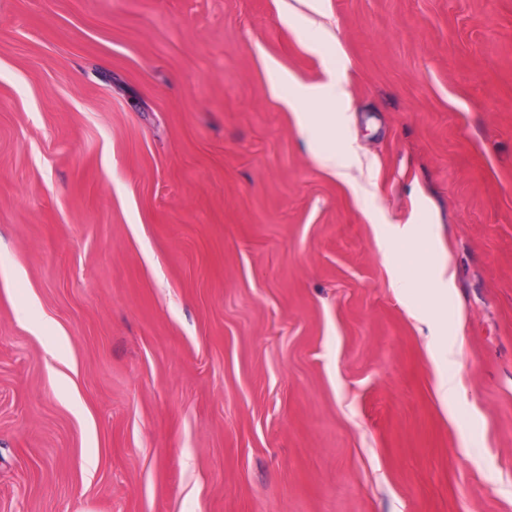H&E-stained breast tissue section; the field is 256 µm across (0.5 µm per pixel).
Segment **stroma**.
I'll return each instance as SVG.
<instances>
[{"label":"stroma","mask_w":512,"mask_h":512,"mask_svg":"<svg viewBox=\"0 0 512 512\" xmlns=\"http://www.w3.org/2000/svg\"><path fill=\"white\" fill-rule=\"evenodd\" d=\"M0 512H512V0H0ZM344 91L341 87H336V84H332L324 92L313 91V92H302L298 87L296 95L288 100V106L293 110H299L303 102H309L315 107H319L325 104L329 99L335 100L336 98L342 99ZM321 164L335 176H344L354 161L355 155L352 147L348 144H342L334 147L332 150L320 154ZM391 258L397 268L405 266L418 268L420 280L417 290L420 300L423 306L431 307L437 294L447 285L446 271L443 268L440 270L431 268L422 237H398L392 245Z\"/></svg>","instance_id":"35a3bbf8"}]
</instances>
